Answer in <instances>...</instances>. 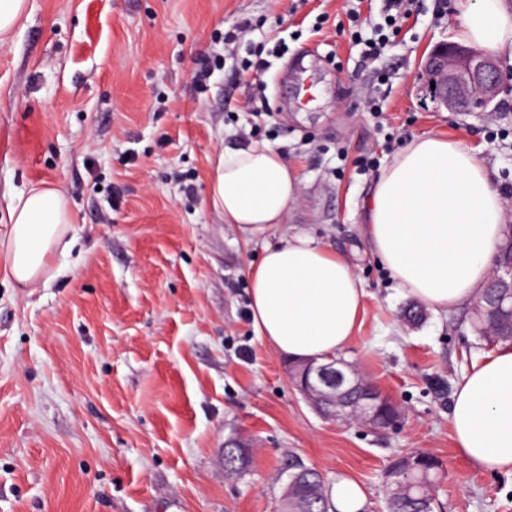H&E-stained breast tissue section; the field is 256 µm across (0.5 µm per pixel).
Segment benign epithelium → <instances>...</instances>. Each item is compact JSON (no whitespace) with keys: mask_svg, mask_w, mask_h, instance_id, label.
<instances>
[{"mask_svg":"<svg viewBox=\"0 0 512 512\" xmlns=\"http://www.w3.org/2000/svg\"><path fill=\"white\" fill-rule=\"evenodd\" d=\"M421 88L438 108L449 112H488L506 87L499 61L472 47L454 41L435 45L419 63ZM502 251L509 261L496 267L488 283L501 288L502 300L509 302L512 313V234ZM302 372H289L291 382L318 410L332 409L340 418H355L372 427L382 394L369 383L359 380L349 365L332 358L301 362Z\"/></svg>","mask_w":512,"mask_h":512,"instance_id":"obj_1","label":"benign epithelium"}]
</instances>
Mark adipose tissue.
<instances>
[{"mask_svg": "<svg viewBox=\"0 0 512 512\" xmlns=\"http://www.w3.org/2000/svg\"><path fill=\"white\" fill-rule=\"evenodd\" d=\"M459 35L483 52L512 56V6L506 0H455ZM300 181L269 145L227 149L208 182L210 207L246 240L262 239L249 262L255 331L274 354L308 360L336 354L361 320L362 282L352 264L305 233L277 234ZM0 269L18 287L47 274L72 216L48 184L11 197ZM363 233L391 277L420 303L445 312L473 303L492 274L505 202L476 151L461 140L414 139L382 170L364 202ZM276 241H268V234ZM451 423L473 466L512 474V348H499L457 387Z\"/></svg>", "mask_w": 512, "mask_h": 512, "instance_id": "1", "label": "adipose tissue"}]
</instances>
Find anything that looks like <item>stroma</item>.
<instances>
[{
	"instance_id": "obj_1",
	"label": "stroma",
	"mask_w": 512,
	"mask_h": 512,
	"mask_svg": "<svg viewBox=\"0 0 512 512\" xmlns=\"http://www.w3.org/2000/svg\"><path fill=\"white\" fill-rule=\"evenodd\" d=\"M415 2L397 43L367 63L340 30L349 0H28L0 45V199L56 186L74 239L35 287L0 274V512H277L291 455L355 479L365 512H384L382 472L413 451L443 464L442 512H512V475L455 445L453 392L489 353L469 307L403 319L413 299L361 233L377 175L359 159L389 163L418 136L462 140L512 188V89L490 112L421 99V55L457 40L459 24L449 0ZM245 18L228 53L224 33ZM280 41L269 70L241 71L248 45ZM202 56L211 72L198 84ZM303 64L319 90L309 107L293 99ZM261 97L271 116L257 126ZM254 142L298 175L285 231L362 280L342 355L400 405L394 429L324 419L253 328L245 268L261 243L224 224L207 186L220 152ZM234 437L252 454L242 474L224 469Z\"/></svg>"
}]
</instances>
